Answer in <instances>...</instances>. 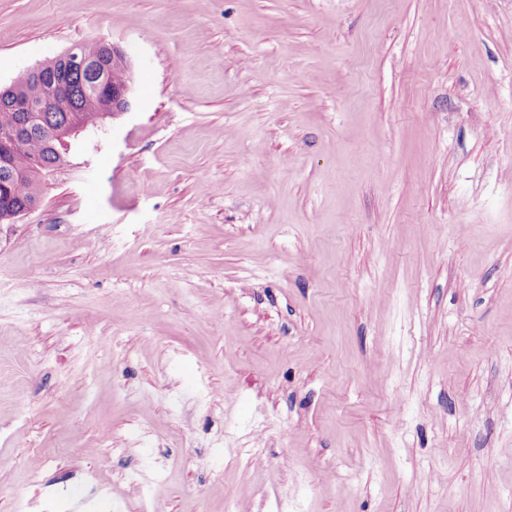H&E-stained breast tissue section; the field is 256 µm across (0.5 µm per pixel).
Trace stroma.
<instances>
[{
	"label": "stroma",
	"mask_w": 512,
	"mask_h": 512,
	"mask_svg": "<svg viewBox=\"0 0 512 512\" xmlns=\"http://www.w3.org/2000/svg\"><path fill=\"white\" fill-rule=\"evenodd\" d=\"M137 104L0 224V512H512V0H0V87ZM101 44L102 43H81V46L87 55L100 57L101 50L99 47ZM83 51L81 50L80 45L76 43L58 58L46 63L38 64L26 70V72L29 74H40V72L46 71L48 68L53 69L57 60H63L66 62L69 65V68L73 71H78L80 73H83L84 71H91L95 68L94 60L87 56ZM16 86L20 95L34 103H42L46 99V85L41 79L23 75L18 78Z\"/></svg>",
	"instance_id": "35a3bbf8"
}]
</instances>
